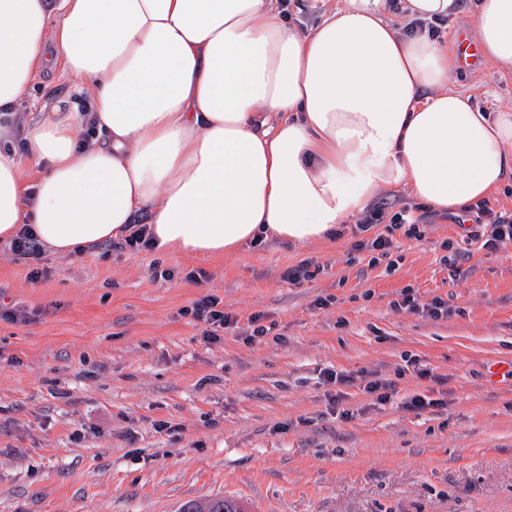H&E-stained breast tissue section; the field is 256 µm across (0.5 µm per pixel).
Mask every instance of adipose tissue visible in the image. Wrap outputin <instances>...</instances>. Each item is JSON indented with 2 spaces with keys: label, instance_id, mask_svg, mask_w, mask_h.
I'll use <instances>...</instances> for the list:
<instances>
[{
  "label": "adipose tissue",
  "instance_id": "obj_1",
  "mask_svg": "<svg viewBox=\"0 0 512 512\" xmlns=\"http://www.w3.org/2000/svg\"><path fill=\"white\" fill-rule=\"evenodd\" d=\"M472 24L512 72V0H478ZM53 48L77 97L13 149ZM455 67L387 0L305 32L278 0H0V243L26 227L68 256L144 224L157 251L217 258L333 239L403 183L463 214L512 186V109L449 88Z\"/></svg>",
  "mask_w": 512,
  "mask_h": 512
}]
</instances>
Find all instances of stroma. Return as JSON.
<instances>
[{"mask_svg": "<svg viewBox=\"0 0 512 512\" xmlns=\"http://www.w3.org/2000/svg\"><path fill=\"white\" fill-rule=\"evenodd\" d=\"M451 85L512 109V74L492 64L458 63ZM71 90L63 69L43 71L22 113ZM459 233L435 217L423 239L399 237L394 267L362 271L345 263L347 233L221 259L104 243L32 260L0 244V512H178L213 497L249 512H512V381L491 372L512 362V250L445 264L440 244ZM305 259L321 273L289 283ZM407 287L449 315L395 309ZM205 296L238 320L214 344L188 314ZM254 315L267 333L249 342ZM327 368L394 380L396 401L372 406L354 385L333 410ZM431 387L447 409L397 408Z\"/></svg>", "mask_w": 512, "mask_h": 512, "instance_id": "35a3bbf8", "label": "stroma"}]
</instances>
